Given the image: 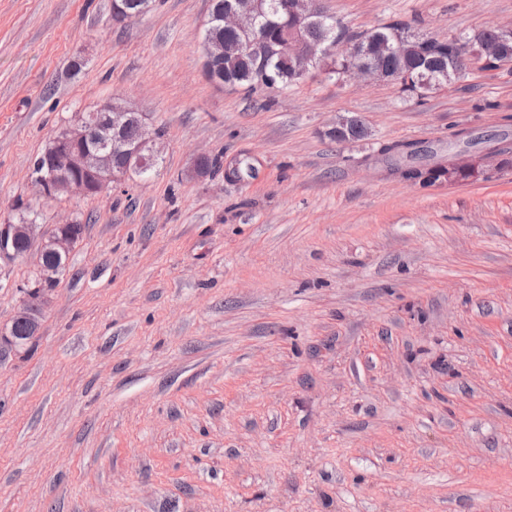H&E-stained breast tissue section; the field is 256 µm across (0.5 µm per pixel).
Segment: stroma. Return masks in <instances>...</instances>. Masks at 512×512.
I'll return each mask as SVG.
<instances>
[{
  "label": "stroma",
  "mask_w": 512,
  "mask_h": 512,
  "mask_svg": "<svg viewBox=\"0 0 512 512\" xmlns=\"http://www.w3.org/2000/svg\"><path fill=\"white\" fill-rule=\"evenodd\" d=\"M325 2L353 34L512 28V0ZM208 11L0 0V223L85 225L38 336L0 347V512H512V74L219 86ZM112 100L162 165L40 194L32 160ZM349 117L368 137L330 139ZM485 135V179L405 178ZM36 260L0 257V326Z\"/></svg>",
  "instance_id": "stroma-1"
}]
</instances>
